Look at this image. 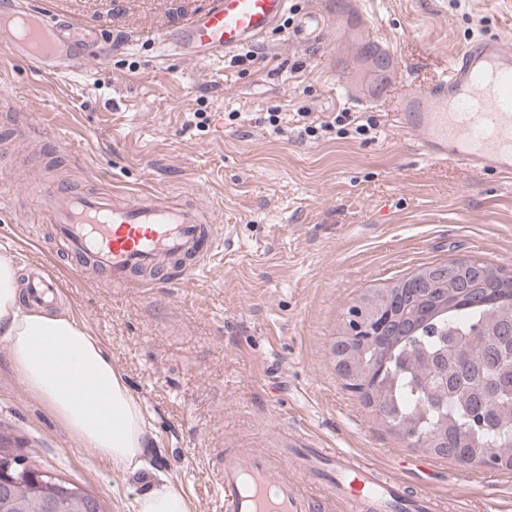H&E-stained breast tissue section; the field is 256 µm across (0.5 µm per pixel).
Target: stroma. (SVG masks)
<instances>
[{
    "mask_svg": "<svg viewBox=\"0 0 512 512\" xmlns=\"http://www.w3.org/2000/svg\"><path fill=\"white\" fill-rule=\"evenodd\" d=\"M207 0H56L58 12L104 24L121 50L40 76L0 49V155L24 160L0 206V254L63 279L57 303L96 336L138 398L151 462L192 512H220L214 474L228 448H279L296 435L391 470L445 500V512H512V471L425 457L381 427L347 390L330 346L345 307L419 266L478 258L512 268V175L433 162L398 131L391 104L371 109L376 139L301 136L297 115L352 111L323 42L289 47L307 8L255 44L247 68L195 66L159 41ZM402 67L394 92L439 77L482 34L512 36V0H369ZM34 105L42 131L17 133ZM236 120H228V113ZM280 116L277 126L267 113ZM127 194L195 195L221 220L224 246L189 286H115L62 253L31 204L62 176ZM0 339V425L25 453L94 495L103 512H133L141 477L74 442L6 361Z\"/></svg>",
    "mask_w": 512,
    "mask_h": 512,
    "instance_id": "obj_1",
    "label": "stroma"
}]
</instances>
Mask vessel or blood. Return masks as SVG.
<instances>
[{"label": "vessel or blood", "mask_w": 512, "mask_h": 512, "mask_svg": "<svg viewBox=\"0 0 512 512\" xmlns=\"http://www.w3.org/2000/svg\"><path fill=\"white\" fill-rule=\"evenodd\" d=\"M365 3L314 0L288 39L302 46L335 28L336 79L348 99L366 107L393 101L399 129L432 161L511 175L512 46L498 35L476 40L461 49L446 75L391 98L384 90L364 88L355 77V47L389 68L400 66ZM290 8L291 0H208L203 10L163 35L162 43L185 64H201L265 38ZM110 46L102 25L33 10L27 0H0V47L41 74L82 67L91 56H107ZM35 201L68 254L89 262L115 285H148L149 275L165 266L176 284L194 281L223 244L210 212L166 192H82L52 182ZM61 286L47 271L31 274L27 301L42 306ZM326 456L334 473L325 485L327 495L344 501L351 512H388L399 498L391 475L338 448L327 449ZM313 463V452L298 448L225 449L215 475L222 512H312L310 493L299 481L282 477L281 470L305 472Z\"/></svg>", "instance_id": "b4317fda"}]
</instances>
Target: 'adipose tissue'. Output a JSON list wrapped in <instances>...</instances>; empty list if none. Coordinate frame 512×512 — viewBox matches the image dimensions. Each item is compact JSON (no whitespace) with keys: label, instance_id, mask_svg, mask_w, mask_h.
Wrapping results in <instances>:
<instances>
[{"label":"adipose tissue","instance_id":"obj_1","mask_svg":"<svg viewBox=\"0 0 512 512\" xmlns=\"http://www.w3.org/2000/svg\"><path fill=\"white\" fill-rule=\"evenodd\" d=\"M18 269L0 255V335L6 359L80 445L136 475L147 468V424L123 374L101 343L67 314L29 310ZM135 512H191L187 496L164 476L148 482Z\"/></svg>","mask_w":512,"mask_h":512}]
</instances>
